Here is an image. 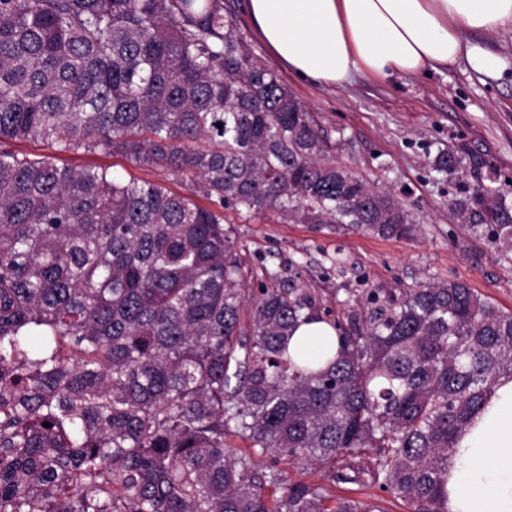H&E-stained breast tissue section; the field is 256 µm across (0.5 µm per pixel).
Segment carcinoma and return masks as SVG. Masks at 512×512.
Listing matches in <instances>:
<instances>
[{
    "instance_id": "obj_1",
    "label": "carcinoma",
    "mask_w": 512,
    "mask_h": 512,
    "mask_svg": "<svg viewBox=\"0 0 512 512\" xmlns=\"http://www.w3.org/2000/svg\"><path fill=\"white\" fill-rule=\"evenodd\" d=\"M17 141L120 153L190 176L193 196ZM328 149L224 0H0V512H380L341 485L448 512V458L512 378V311L448 280L350 298L367 312L347 329L292 280L254 292L226 209L413 231ZM464 169L449 150L432 162ZM452 205L512 251L496 187ZM314 321L337 351L293 359ZM331 346L337 350L338 339L336 331L325 322H311L300 325L289 346L292 352L300 347Z\"/></svg>"
}]
</instances>
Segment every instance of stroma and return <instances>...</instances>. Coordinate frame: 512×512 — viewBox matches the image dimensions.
Returning a JSON list of instances; mask_svg holds the SVG:
<instances>
[{
	"label": "stroma",
	"mask_w": 512,
	"mask_h": 512,
	"mask_svg": "<svg viewBox=\"0 0 512 512\" xmlns=\"http://www.w3.org/2000/svg\"><path fill=\"white\" fill-rule=\"evenodd\" d=\"M474 46L502 60L493 75L467 62L426 75L377 81L359 77L341 87L303 82L288 71L280 76L292 95L330 137V157L348 166L370 186L393 194L415 219L407 236L382 238L321 224L285 221L271 212L239 214L228 209L240 253L255 284L269 272L292 268L298 284L318 295L333 316L346 317L347 298L369 292L388 297L395 288L454 279L512 310V255L491 249L464 231L452 205L477 179L497 173V188L512 198V31L477 33ZM465 156L462 180L432 172L439 150ZM57 165H99L114 176L134 177L186 195L189 178L163 170L133 167L123 156L68 152ZM343 253L346 273L330 258Z\"/></svg>",
	"instance_id": "stroma-1"
}]
</instances>
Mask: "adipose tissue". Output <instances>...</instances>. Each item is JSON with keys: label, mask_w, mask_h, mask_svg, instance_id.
Segmentation results:
<instances>
[{"label": "adipose tissue", "mask_w": 512, "mask_h": 512, "mask_svg": "<svg viewBox=\"0 0 512 512\" xmlns=\"http://www.w3.org/2000/svg\"><path fill=\"white\" fill-rule=\"evenodd\" d=\"M272 57L297 78L341 87L354 77L390 80L467 61L498 70L471 47L474 32L512 28V0H246ZM448 512H512V378L504 377L462 437L448 467Z\"/></svg>", "instance_id": "1"}]
</instances>
